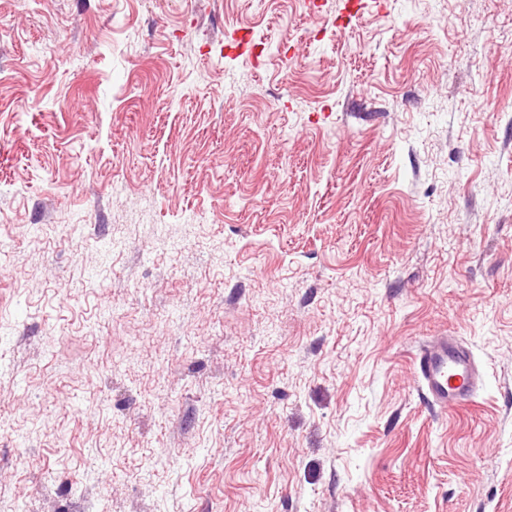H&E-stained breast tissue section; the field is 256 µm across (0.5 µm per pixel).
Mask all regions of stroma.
<instances>
[{
    "mask_svg": "<svg viewBox=\"0 0 512 512\" xmlns=\"http://www.w3.org/2000/svg\"><path fill=\"white\" fill-rule=\"evenodd\" d=\"M344 4L0 0V512H512V0ZM414 363L428 402L442 412L469 403L481 388L482 369L472 349L455 336L425 341L418 347Z\"/></svg>",
    "mask_w": 512,
    "mask_h": 512,
    "instance_id": "35a3bbf8",
    "label": "stroma"
}]
</instances>
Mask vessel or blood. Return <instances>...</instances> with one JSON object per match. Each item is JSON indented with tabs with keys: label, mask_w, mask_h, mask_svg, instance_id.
Masks as SVG:
<instances>
[{
	"label": "vessel or blood",
	"mask_w": 512,
	"mask_h": 512,
	"mask_svg": "<svg viewBox=\"0 0 512 512\" xmlns=\"http://www.w3.org/2000/svg\"><path fill=\"white\" fill-rule=\"evenodd\" d=\"M418 381L430 405L440 411L455 410L472 401L481 388L483 372L472 349L454 336L422 343L414 358Z\"/></svg>",
	"instance_id": "b4317fda"
}]
</instances>
